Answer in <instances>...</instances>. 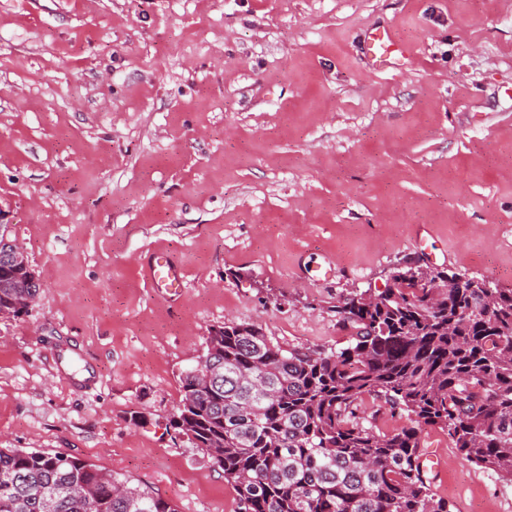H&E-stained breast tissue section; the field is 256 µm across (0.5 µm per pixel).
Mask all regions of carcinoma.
<instances>
[{
    "instance_id": "1",
    "label": "carcinoma",
    "mask_w": 512,
    "mask_h": 512,
    "mask_svg": "<svg viewBox=\"0 0 512 512\" xmlns=\"http://www.w3.org/2000/svg\"><path fill=\"white\" fill-rule=\"evenodd\" d=\"M9 236L0 229V313L18 317L41 284L11 261ZM390 279L336 306L351 340L330 352L285 349L249 323L210 329L182 373L171 426L224 473L239 512H449L422 467L424 426L512 481V288L411 267ZM365 395L411 425L390 434L364 426L356 404ZM0 512L177 509L88 459L0 448Z\"/></svg>"
}]
</instances>
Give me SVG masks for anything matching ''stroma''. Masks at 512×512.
<instances>
[{
    "label": "stroma",
    "mask_w": 512,
    "mask_h": 512,
    "mask_svg": "<svg viewBox=\"0 0 512 512\" xmlns=\"http://www.w3.org/2000/svg\"><path fill=\"white\" fill-rule=\"evenodd\" d=\"M375 28L410 56L374 68ZM0 224L41 283L0 317V448L238 512L169 426L212 327L340 348L334 306L417 262L512 288V0H0ZM421 446L451 512H512ZM149 275L153 285L157 288H167L176 292L180 286L181 272L173 266L166 257L156 256L149 265Z\"/></svg>",
    "instance_id": "stroma-1"
}]
</instances>
